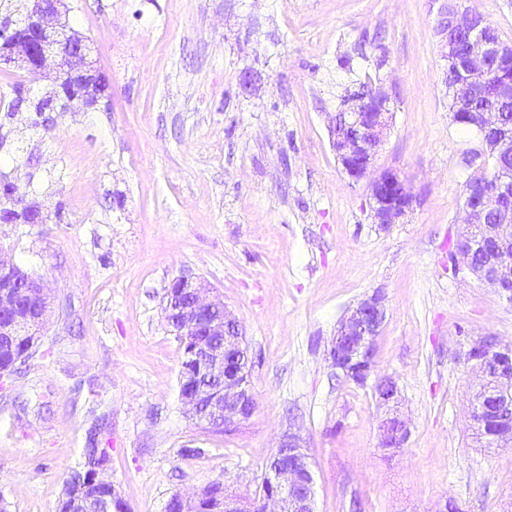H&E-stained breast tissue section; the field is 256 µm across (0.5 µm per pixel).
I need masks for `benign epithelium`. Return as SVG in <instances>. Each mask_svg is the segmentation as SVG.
<instances>
[{
    "mask_svg": "<svg viewBox=\"0 0 512 512\" xmlns=\"http://www.w3.org/2000/svg\"><path fill=\"white\" fill-rule=\"evenodd\" d=\"M438 32L445 57L455 59L459 35L468 37V56L463 70L464 84L470 96L481 97L493 85L497 94L512 96V79L491 61L512 58V45L492 40L484 34L481 20L469 14L454 0H445L438 8ZM3 28L16 32L0 47V66L13 65L36 80L46 62L58 60L54 78L55 100H79L94 109L106 91L105 79L91 58L87 41L66 20L64 0H26L22 22L9 18ZM378 109L368 111L369 99L348 96L343 112L333 130L332 148L336 159L349 178L368 180L369 203L377 224H396L416 203V196L399 174L392 170L377 171L374 160L393 120L391 97L380 91L373 96ZM470 125L483 134L478 157L488 164L496 157L495 179L490 185L469 183L465 187L464 226L481 224L488 212L500 214V223L484 226L480 244L494 247L484 263L474 262L475 245L459 239L448 254L454 271L463 269L494 288L512 302V207L504 206L507 184L512 173L500 168L512 133L500 128L494 112H470ZM210 288L197 278H174L165 296V319L177 335L198 337L187 351V360L195 363L196 372L179 374L181 403L196 422L210 430L232 432L248 420L256 409L249 376L253 365L244 344L239 321ZM51 304L46 284L21 268L0 249V337L9 340L39 342ZM386 319L384 295L376 291L350 309L336 328L327 352L331 365L345 378L368 381L374 358V341ZM463 363L478 374L481 383L470 401L472 427H495L486 441L488 448L512 447V344L486 333L470 337L459 354ZM378 402L386 408L381 420L380 445L386 450L403 447L410 435L407 422L397 412L399 389L396 381L385 376L375 381ZM277 455L267 469L273 490L269 495L248 501L224 496L214 512H315V479L307 447L301 436L288 431L281 435Z\"/></svg>",
    "mask_w": 512,
    "mask_h": 512,
    "instance_id": "7a95c632",
    "label": "benign epithelium"
}]
</instances>
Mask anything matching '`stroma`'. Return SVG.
<instances>
[{
    "instance_id": "stroma-1",
    "label": "stroma",
    "mask_w": 512,
    "mask_h": 512,
    "mask_svg": "<svg viewBox=\"0 0 512 512\" xmlns=\"http://www.w3.org/2000/svg\"><path fill=\"white\" fill-rule=\"evenodd\" d=\"M66 3L107 83L98 109L32 127L8 109L26 74L0 68V174L48 216L0 223V248L53 298L38 351L0 381V512H56L96 413L103 477L130 512L216 481L253 497L288 430L308 448L317 512H512V447L475 442L476 377L458 359L471 336L512 342V304L448 260L481 142L448 109L436 0ZM366 80L394 106L375 165L416 196L388 226L330 144L341 95ZM182 274L223 297L255 361L256 410L230 435L178 399L163 306ZM376 291L374 374L396 380L410 427L395 453L379 446L372 386L326 356Z\"/></svg>"
}]
</instances>
